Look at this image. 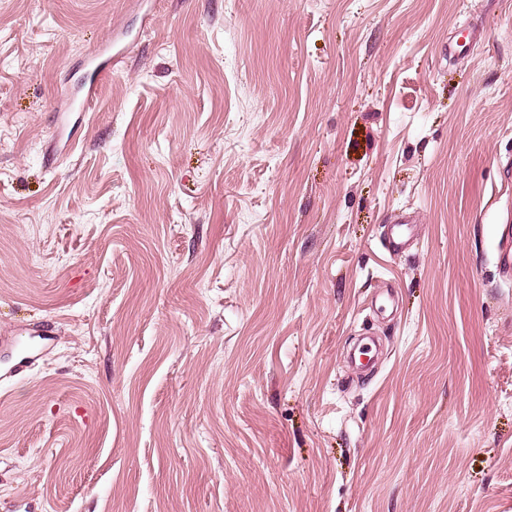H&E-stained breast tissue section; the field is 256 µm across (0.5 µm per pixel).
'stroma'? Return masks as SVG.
Masks as SVG:
<instances>
[{
  "label": "stroma",
  "instance_id": "1",
  "mask_svg": "<svg viewBox=\"0 0 512 512\" xmlns=\"http://www.w3.org/2000/svg\"><path fill=\"white\" fill-rule=\"evenodd\" d=\"M511 167L512 0H0V512H512Z\"/></svg>",
  "mask_w": 512,
  "mask_h": 512
}]
</instances>
